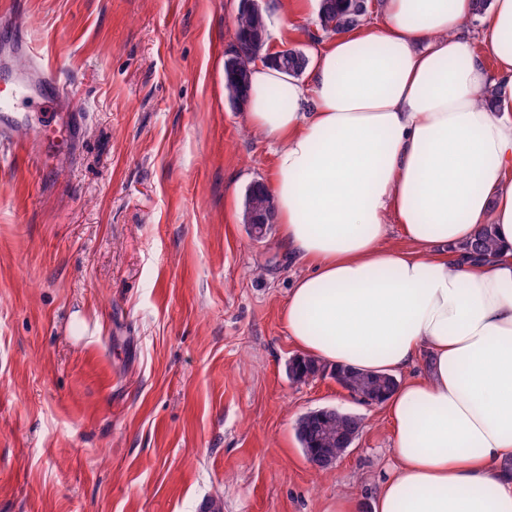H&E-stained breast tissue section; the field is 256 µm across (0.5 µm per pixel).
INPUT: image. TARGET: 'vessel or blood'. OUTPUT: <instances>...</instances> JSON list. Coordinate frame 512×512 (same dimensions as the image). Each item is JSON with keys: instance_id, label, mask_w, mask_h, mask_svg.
Masks as SVG:
<instances>
[{"instance_id": "b4317fda", "label": "vessel or blood", "mask_w": 512, "mask_h": 512, "mask_svg": "<svg viewBox=\"0 0 512 512\" xmlns=\"http://www.w3.org/2000/svg\"><path fill=\"white\" fill-rule=\"evenodd\" d=\"M6 50L27 56L29 62L0 83V143L28 151L39 161L62 156L65 149L76 147L82 120H65L61 110L64 88L49 78L46 66L32 60L23 39L7 43Z\"/></svg>"}]
</instances>
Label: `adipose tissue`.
<instances>
[{"label":"adipose tissue","mask_w":512,"mask_h":512,"mask_svg":"<svg viewBox=\"0 0 512 512\" xmlns=\"http://www.w3.org/2000/svg\"><path fill=\"white\" fill-rule=\"evenodd\" d=\"M474 14L475 0H382L314 53L307 81L251 70L244 119L277 146L278 241L307 268L288 334L324 365L400 379L372 512H512V0L475 33ZM483 224L499 254L478 262L458 247Z\"/></svg>","instance_id":"adipose-tissue-1"}]
</instances>
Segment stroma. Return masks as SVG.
<instances>
[{
    "label": "stroma",
    "instance_id": "stroma-1",
    "mask_svg": "<svg viewBox=\"0 0 512 512\" xmlns=\"http://www.w3.org/2000/svg\"><path fill=\"white\" fill-rule=\"evenodd\" d=\"M17 2L0 41L88 120L73 157L0 153V512H368L383 407L289 378L304 267L243 221L275 146L224 91L241 0ZM267 7L272 51L319 48L318 0ZM322 408L364 419L324 472L296 437Z\"/></svg>",
    "mask_w": 512,
    "mask_h": 512
}]
</instances>
